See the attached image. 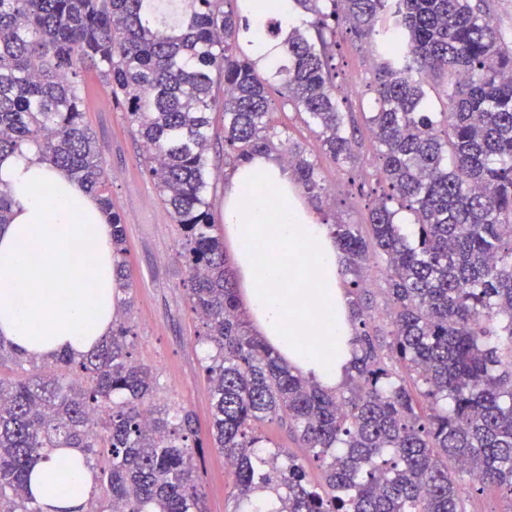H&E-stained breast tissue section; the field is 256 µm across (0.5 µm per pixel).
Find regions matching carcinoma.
<instances>
[{
    "label": "carcinoma",
    "instance_id": "1",
    "mask_svg": "<svg viewBox=\"0 0 512 512\" xmlns=\"http://www.w3.org/2000/svg\"><path fill=\"white\" fill-rule=\"evenodd\" d=\"M293 4L307 21L265 75L238 0H0V154L33 147L93 194L125 279V224L84 119L85 77L125 112L180 233L197 340L209 349L208 441L231 461L232 512H249L265 489L276 512H467L450 464L512 493V49L486 0ZM340 19L376 54L366 126L387 192L369 213L370 237L360 224L329 225L341 276H353L356 349L346 391L331 394L249 328L212 221L207 151L219 137L235 166L274 153L323 202L316 163L275 128L271 93L326 155L354 161L327 55ZM372 253L386 264L385 333L369 326L361 297ZM133 350L123 321L90 353L57 355L48 373L0 379V512H40L31 463L55 448L78 449L73 463L95 472L89 512H201L196 421L156 401V376ZM70 371L81 385L66 382ZM273 421L321 463L319 478L263 434Z\"/></svg>",
    "mask_w": 512,
    "mask_h": 512
}]
</instances>
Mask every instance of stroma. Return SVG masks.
I'll return each mask as SVG.
<instances>
[{"label":"stroma","instance_id":"obj_1","mask_svg":"<svg viewBox=\"0 0 512 512\" xmlns=\"http://www.w3.org/2000/svg\"><path fill=\"white\" fill-rule=\"evenodd\" d=\"M332 54L336 90L346 98L357 129L355 165L342 167L325 155L293 107L277 99L272 108L279 131L316 160L329 193V219L339 224H363L384 190L376 175L375 150L365 125V117L372 110L368 85L373 66L362 44L341 24L336 27ZM87 92L96 97L98 107L87 113L86 120L96 133L112 200L126 225L131 269L126 299L136 332L135 358L152 366L161 403L192 411L200 433H207L211 400L200 364L203 351L196 340L199 322L187 298L188 270L177 254V228L145 171L142 149L132 137L124 113L113 108L100 84L89 85ZM364 281L369 323L387 329L391 305L379 264L369 263ZM197 457L202 512H230L228 495L233 476L223 454L201 448Z\"/></svg>","mask_w":512,"mask_h":512}]
</instances>
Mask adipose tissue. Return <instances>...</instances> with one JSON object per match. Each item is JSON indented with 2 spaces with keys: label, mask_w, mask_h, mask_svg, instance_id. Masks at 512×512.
I'll use <instances>...</instances> for the list:
<instances>
[{
  "label": "adipose tissue",
  "mask_w": 512,
  "mask_h": 512,
  "mask_svg": "<svg viewBox=\"0 0 512 512\" xmlns=\"http://www.w3.org/2000/svg\"><path fill=\"white\" fill-rule=\"evenodd\" d=\"M0 189L13 199L0 226V337L38 358L88 353L125 298L106 214L32 148L0 157ZM300 195L277 159L257 156L224 189L222 229L258 336L333 393L355 359L349 297L336 242ZM73 455L60 448L33 467L41 512H79L87 499L93 475Z\"/></svg>",
  "instance_id": "1"
}]
</instances>
